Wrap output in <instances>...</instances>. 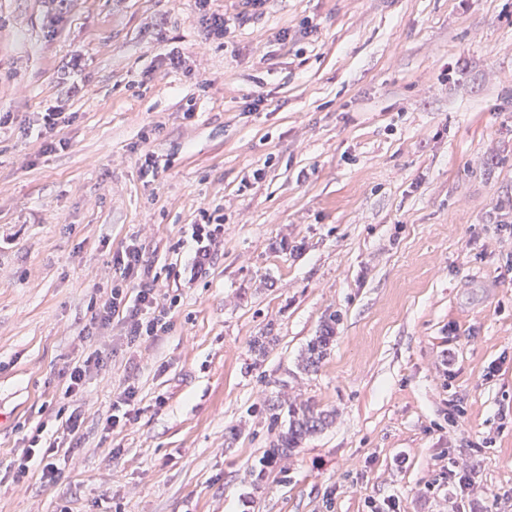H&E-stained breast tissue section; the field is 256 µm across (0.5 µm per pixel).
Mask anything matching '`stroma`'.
I'll return each mask as SVG.
<instances>
[{
    "label": "stroma",
    "instance_id": "35a3bbf8",
    "mask_svg": "<svg viewBox=\"0 0 512 512\" xmlns=\"http://www.w3.org/2000/svg\"><path fill=\"white\" fill-rule=\"evenodd\" d=\"M173 46L185 68L147 79ZM1 112L0 512H512V0H268L220 45L195 0H0ZM203 208L223 241L160 278L169 333L83 336L113 251L170 267ZM279 400L333 415L287 458ZM77 403L73 458L15 483L23 437ZM338 320L336 315L329 317L328 321L323 325V329L319 336L310 341L304 356L305 367L307 369L317 368L323 358L327 355L328 345L333 338L334 326ZM102 353L101 350L96 349L69 369L68 383L65 389L66 396L81 394L87 380L102 370L104 366ZM136 398L137 388L131 384L117 393L115 400L112 402V414L106 418L105 430H112L121 423L126 425L127 421H130ZM131 407L133 408L131 409Z\"/></svg>",
    "mask_w": 512,
    "mask_h": 512
}]
</instances>
